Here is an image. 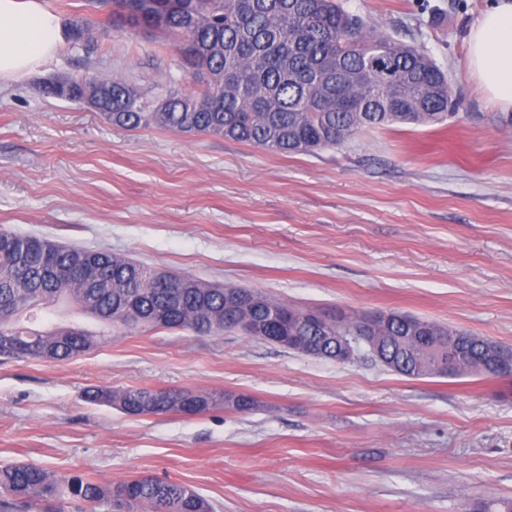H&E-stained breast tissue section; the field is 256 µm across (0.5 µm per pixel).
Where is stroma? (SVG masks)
<instances>
[{
    "instance_id": "35a3bbf8",
    "label": "stroma",
    "mask_w": 512,
    "mask_h": 512,
    "mask_svg": "<svg viewBox=\"0 0 512 512\" xmlns=\"http://www.w3.org/2000/svg\"><path fill=\"white\" fill-rule=\"evenodd\" d=\"M424 50L447 127L395 125L318 153L128 130L43 93L66 73L198 86L170 35L113 24L94 0H47L92 25L0 85V226L107 249L300 308L401 311L512 347V121L477 91L467 35L489 0H342ZM244 394L258 407L130 416L85 389ZM511 380L423 378L370 357L303 356L233 332L113 335L66 362L0 359V466L109 484L151 474L213 512H472L512 498Z\"/></svg>"
}]
</instances>
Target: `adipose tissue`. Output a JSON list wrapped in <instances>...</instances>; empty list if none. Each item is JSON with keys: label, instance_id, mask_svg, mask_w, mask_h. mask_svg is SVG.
<instances>
[{"label": "adipose tissue", "instance_id": "adipose-tissue-1", "mask_svg": "<svg viewBox=\"0 0 512 512\" xmlns=\"http://www.w3.org/2000/svg\"><path fill=\"white\" fill-rule=\"evenodd\" d=\"M68 29L44 0H0V84L53 59ZM468 61L478 89L512 111V0H493L469 30Z\"/></svg>", "mask_w": 512, "mask_h": 512}]
</instances>
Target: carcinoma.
I'll return each mask as SVG.
<instances>
[{
  "label": "carcinoma",
  "instance_id": "1",
  "mask_svg": "<svg viewBox=\"0 0 512 512\" xmlns=\"http://www.w3.org/2000/svg\"><path fill=\"white\" fill-rule=\"evenodd\" d=\"M112 4V23L167 31L200 85L188 94L170 83L153 96L118 76L102 77L101 114L129 129L166 128L219 136L279 154L336 147L370 128L443 124L454 106L443 71L413 46L367 27L340 0H98ZM78 101V85L45 88ZM109 284L93 287V281ZM249 309L258 327L248 336L273 345L279 336H322L323 358L336 359V337H355L361 313L339 323L276 325L288 306L266 293ZM72 312L99 322L35 326L43 314ZM224 289L113 253L63 245L0 227V358L66 361L112 333L146 329L222 336L239 330ZM379 349L365 353L412 378L506 376L512 349L491 364L480 337L437 321L393 312L378 330ZM93 404L112 402L131 416H195L232 395L207 391L91 389ZM211 512L189 486L140 475L101 484L81 474L54 475L34 463L0 466V512Z\"/></svg>",
  "mask_w": 512,
  "mask_h": 512
}]
</instances>
